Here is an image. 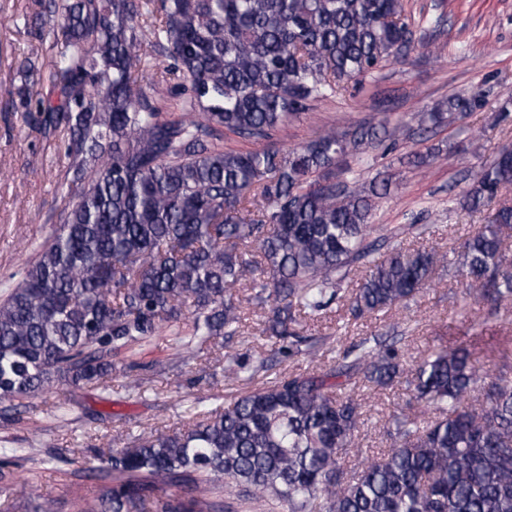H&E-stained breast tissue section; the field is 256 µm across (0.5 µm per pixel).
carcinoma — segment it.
Here are the masks:
<instances>
[{
    "label": "carcinoma",
    "mask_w": 512,
    "mask_h": 512,
    "mask_svg": "<svg viewBox=\"0 0 512 512\" xmlns=\"http://www.w3.org/2000/svg\"><path fill=\"white\" fill-rule=\"evenodd\" d=\"M57 28V99L21 96L27 117L66 133L58 186L74 199L0 297V400L57 383L109 388L112 357L165 329L174 350L236 336L237 289L268 309L264 333L308 343L301 326L343 309L352 319L406 307L448 266L406 247L431 227L374 223L388 181H336L347 154L410 137L385 114L284 150L277 133L344 81L381 70L415 35L402 0H47L24 26ZM176 79L166 92L135 80L148 55ZM480 90L418 116L419 133L482 106ZM254 149L224 148V132ZM512 187V150L486 162L455 199L475 212ZM512 202L454 251L468 295L489 314L512 305ZM405 332L365 337L329 369L251 388L192 424L150 432L88 470L80 512H225L224 492L267 512H512V375L466 346L425 350L406 369ZM266 359L228 360L250 382ZM407 405L388 446L344 466L364 425V386L405 371ZM24 448H0V482Z\"/></svg>",
    "instance_id": "1"
}]
</instances>
